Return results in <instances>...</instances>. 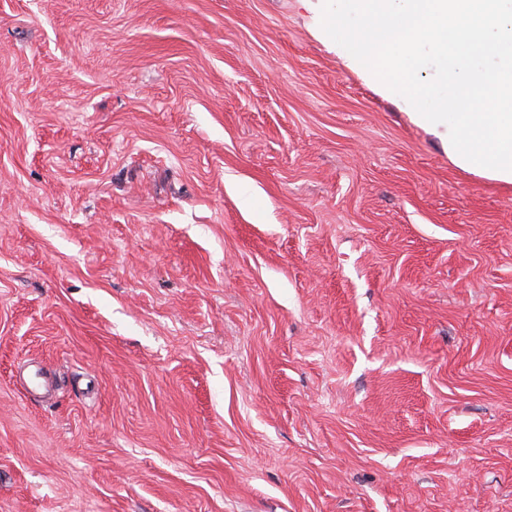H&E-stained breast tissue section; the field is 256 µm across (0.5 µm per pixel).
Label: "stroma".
<instances>
[{"label": "stroma", "mask_w": 512, "mask_h": 512, "mask_svg": "<svg viewBox=\"0 0 512 512\" xmlns=\"http://www.w3.org/2000/svg\"><path fill=\"white\" fill-rule=\"evenodd\" d=\"M317 0H0V512H512V184Z\"/></svg>", "instance_id": "1"}]
</instances>
